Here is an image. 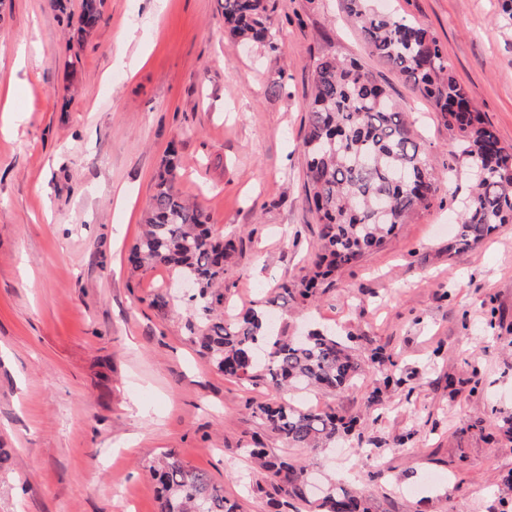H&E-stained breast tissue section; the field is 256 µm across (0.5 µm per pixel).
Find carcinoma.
<instances>
[{"mask_svg": "<svg viewBox=\"0 0 512 512\" xmlns=\"http://www.w3.org/2000/svg\"><path fill=\"white\" fill-rule=\"evenodd\" d=\"M228 40L252 42L274 52L271 0H224ZM369 53L429 98L440 121L456 133L454 155L467 162L473 187L458 212L457 232L448 250L470 249L512 224V147L456 81L436 37L421 23L375 10L372 0H344ZM101 0H82L78 36L97 26ZM306 156L307 201L317 214L321 254L312 275L298 286L282 284L262 310L224 317V267L234 243L217 237L204 211L183 199L174 182L180 165L176 145L168 147L155 175V193L146 230L128 255L132 269L163 265L193 282L185 296L191 341L207 361L242 383L263 381L274 389L336 390L363 372L351 348L334 334L313 330L303 338L275 329V309L305 302L320 282L379 248L398 226L429 208L438 192L427 149L414 134L407 113L387 87L356 60L324 56L316 61L301 141ZM252 413L292 448H326L352 431L354 420L302 409L281 401L256 403ZM266 472L253 490L299 503L314 512H367L362 496L343 486L316 493L307 467L271 460L257 441L245 449ZM148 470L159 485V512H239L224 486L170 453Z\"/></svg>", "mask_w": 512, "mask_h": 512, "instance_id": "1", "label": "carcinoma"}]
</instances>
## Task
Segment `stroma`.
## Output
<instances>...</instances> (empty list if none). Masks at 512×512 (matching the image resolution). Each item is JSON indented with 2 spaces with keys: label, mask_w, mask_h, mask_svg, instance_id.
Here are the masks:
<instances>
[{
  "label": "stroma",
  "mask_w": 512,
  "mask_h": 512,
  "mask_svg": "<svg viewBox=\"0 0 512 512\" xmlns=\"http://www.w3.org/2000/svg\"><path fill=\"white\" fill-rule=\"evenodd\" d=\"M81 3L0 0V448L11 458L0 512H158L147 467L164 452L207 471L244 512H284L238 482L256 438L359 488L369 512H512V224L449 251V200L469 179L432 103L367 53L343 0H275L274 53L227 41L220 0H103L78 44ZM375 4L429 28L512 146V29L499 0ZM324 56L358 60L389 87L442 181L428 210L283 319L292 335L348 337L362 379L274 392L210 365L184 307L152 303L176 290L168 270H132L127 255L174 144L177 190L236 247L226 315L305 275L318 224L300 144ZM378 348L401 385L383 386ZM251 400L302 403L356 427L333 448H290Z\"/></svg>",
  "instance_id": "1"
}]
</instances>
